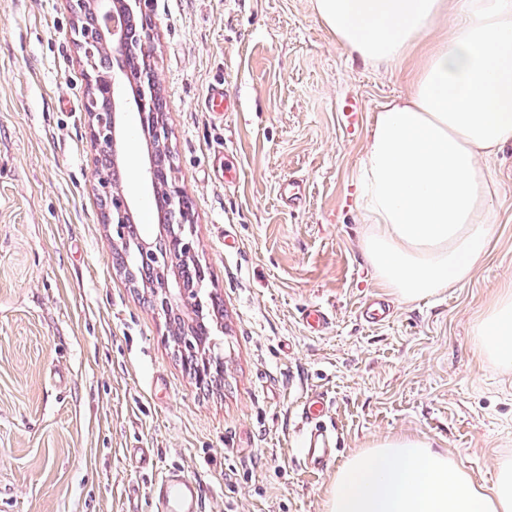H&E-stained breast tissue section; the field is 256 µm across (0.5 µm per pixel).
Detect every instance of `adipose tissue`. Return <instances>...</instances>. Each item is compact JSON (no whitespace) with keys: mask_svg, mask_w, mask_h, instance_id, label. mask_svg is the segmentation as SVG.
I'll list each match as a JSON object with an SVG mask.
<instances>
[{"mask_svg":"<svg viewBox=\"0 0 512 512\" xmlns=\"http://www.w3.org/2000/svg\"><path fill=\"white\" fill-rule=\"evenodd\" d=\"M363 61L418 54L408 94L385 104L357 176L361 249L376 283L412 303L470 280L496 233L486 158L512 140V0H312ZM475 351L512 374V286L473 327ZM327 512H512V454L485 488L429 438L386 436L337 469Z\"/></svg>","mask_w":512,"mask_h":512,"instance_id":"adipose-tissue-1","label":"adipose tissue"}]
</instances>
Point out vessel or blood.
Segmentation results:
<instances>
[{"label": "vessel or blood", "mask_w": 512, "mask_h": 512, "mask_svg": "<svg viewBox=\"0 0 512 512\" xmlns=\"http://www.w3.org/2000/svg\"><path fill=\"white\" fill-rule=\"evenodd\" d=\"M232 98L223 83L213 84L205 99V108L211 112H225ZM328 411L324 396L308 395L302 403L300 419L306 425L300 443V461L306 470L320 472L335 457L336 437L324 429L319 420ZM154 512H205L198 485L177 466L167 468L150 485Z\"/></svg>", "instance_id": "1"}]
</instances>
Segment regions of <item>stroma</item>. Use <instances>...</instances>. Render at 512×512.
<instances>
[{"mask_svg":"<svg viewBox=\"0 0 512 512\" xmlns=\"http://www.w3.org/2000/svg\"><path fill=\"white\" fill-rule=\"evenodd\" d=\"M150 15L176 176L224 300V381L196 384L113 263L67 0H0V512H153L143 448L197 479L207 512H326L335 467L299 464L311 392L331 402L339 459L416 434L492 487L512 453V374L475 354L471 329L512 284V142L489 161L486 261L463 286L400 302L362 255L355 194L375 114L408 92L415 59L364 63L311 0H152ZM218 82L237 111L203 109ZM146 155L134 134L121 177L151 238ZM292 177L296 211L280 198ZM376 301L391 315L372 324ZM311 306L328 311L323 330L303 324Z\"/></svg>","mask_w":512,"mask_h":512,"instance_id":"obj_1","label":"stroma"}]
</instances>
